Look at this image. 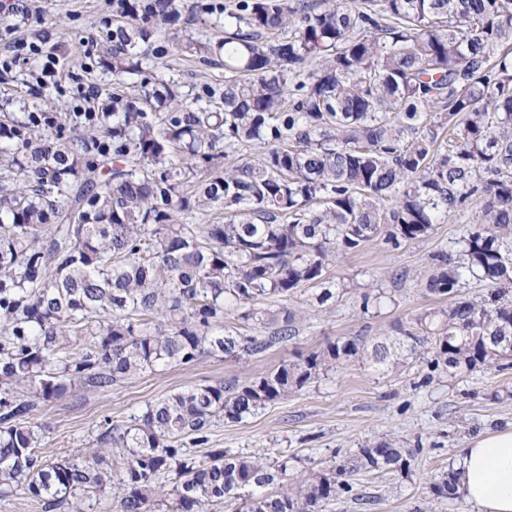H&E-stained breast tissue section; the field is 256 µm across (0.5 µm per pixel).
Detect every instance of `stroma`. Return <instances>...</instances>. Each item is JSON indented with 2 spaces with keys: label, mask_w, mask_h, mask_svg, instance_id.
<instances>
[{
  "label": "stroma",
  "mask_w": 512,
  "mask_h": 512,
  "mask_svg": "<svg viewBox=\"0 0 512 512\" xmlns=\"http://www.w3.org/2000/svg\"><path fill=\"white\" fill-rule=\"evenodd\" d=\"M201 0H178L179 16L152 40L158 49L148 64L155 80L196 92L223 76L219 66L177 50L184 28L194 27L218 41L223 26L209 22L198 9ZM21 38L40 37L60 60L65 75L60 88H40L34 67L17 61L0 75V113L27 109L51 115L75 111L78 90L96 84L100 94L113 91L111 73L103 62L111 46L113 0H0ZM481 201H473L464 218L435 225L419 242L394 245L384 237L337 258L328 271L342 294L336 302L319 306L317 289L298 288L290 308L304 312L295 339L258 357L241 360L203 357L191 366L172 365L148 372L106 393H77L40 408L48 437L42 450L49 460L75 455L89 447L103 417L121 424L147 404L196 385L228 379L242 382L277 368L282 362L323 348L342 338L391 339L414 314L442 307L426 289L432 254L456 251L467 224L480 215ZM379 291L380 306L361 312L362 294ZM432 357L419 354L393 371H380L346 362L322 375L303 390L267 406L238 423L215 420L210 445L245 456L261 454L284 461L294 479L308 478L335 461L356 453L369 441L391 436L401 446L418 449L406 475L358 474L354 491L327 502L324 512H477L464 499H439L428 486L432 475L456 467L470 439L512 423V368L477 372L449 380L433 369ZM370 497L362 507L358 495Z\"/></svg>",
  "instance_id": "stroma-1"
}]
</instances>
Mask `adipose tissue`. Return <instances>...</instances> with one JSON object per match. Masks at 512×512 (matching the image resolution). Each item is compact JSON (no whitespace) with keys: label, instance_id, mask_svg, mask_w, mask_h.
<instances>
[{"label":"adipose tissue","instance_id":"adipose-tissue-1","mask_svg":"<svg viewBox=\"0 0 512 512\" xmlns=\"http://www.w3.org/2000/svg\"><path fill=\"white\" fill-rule=\"evenodd\" d=\"M459 491L478 512H512V426L472 440Z\"/></svg>","mask_w":512,"mask_h":512}]
</instances>
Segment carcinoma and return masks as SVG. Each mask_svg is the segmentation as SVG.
<instances>
[{
  "label": "carcinoma",
  "mask_w": 512,
  "mask_h": 512,
  "mask_svg": "<svg viewBox=\"0 0 512 512\" xmlns=\"http://www.w3.org/2000/svg\"><path fill=\"white\" fill-rule=\"evenodd\" d=\"M105 60L115 92L96 112L0 121V497L41 512H321L359 473L407 475L416 450L387 440L277 493L288 463L210 448L213 420L240 422L337 365L394 369L430 347L456 379L512 367V0H237L224 40L181 48L224 66L188 100L164 83L126 90L134 57L177 0H124ZM448 136H443L444 132ZM261 152L232 162L247 147ZM482 211L426 288L448 306L387 343L343 339L245 383L176 392L100 428L87 455L49 461L42 404L107 392L203 354L242 358L297 336L295 315L258 307L325 273L388 228L399 244ZM208 224H189L200 214ZM487 298L457 297L468 279ZM277 327L265 334L250 326ZM459 472L429 492L455 499Z\"/></svg>",
  "instance_id": "obj_1"
}]
</instances>
